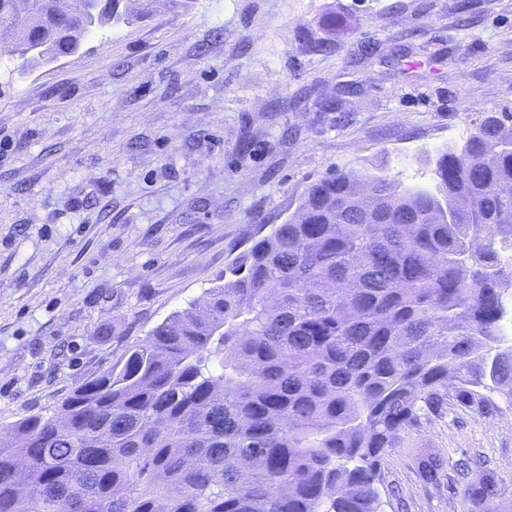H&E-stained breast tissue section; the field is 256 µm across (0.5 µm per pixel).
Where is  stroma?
<instances>
[{
	"mask_svg": "<svg viewBox=\"0 0 512 512\" xmlns=\"http://www.w3.org/2000/svg\"><path fill=\"white\" fill-rule=\"evenodd\" d=\"M21 68L0 50V438L53 416L334 171L434 185L418 155L512 113V0H123ZM332 41L302 53L306 38ZM444 408L382 461L383 512H472L416 459L461 455L512 512V401Z\"/></svg>",
	"mask_w": 512,
	"mask_h": 512,
	"instance_id": "stroma-1",
	"label": "stroma"
}]
</instances>
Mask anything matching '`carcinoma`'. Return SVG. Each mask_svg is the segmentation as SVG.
<instances>
[{"instance_id":"carcinoma-1","label":"carcinoma","mask_w":512,"mask_h":512,"mask_svg":"<svg viewBox=\"0 0 512 512\" xmlns=\"http://www.w3.org/2000/svg\"><path fill=\"white\" fill-rule=\"evenodd\" d=\"M0 0L27 64L124 21L122 0ZM436 185L333 172L203 298L0 446V512H380L381 460L421 412L512 399V113L430 158ZM444 462H418L423 483ZM464 495H499L467 469Z\"/></svg>"}]
</instances>
